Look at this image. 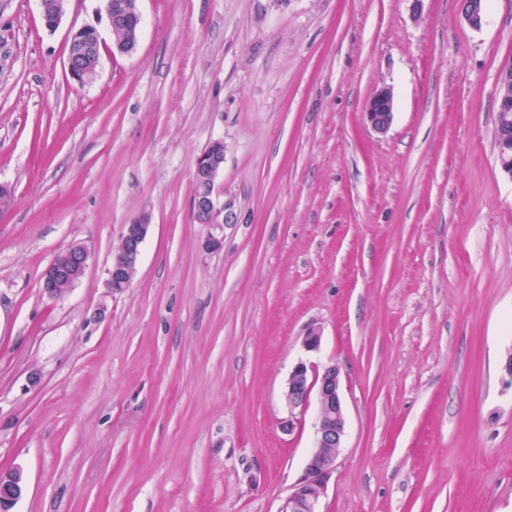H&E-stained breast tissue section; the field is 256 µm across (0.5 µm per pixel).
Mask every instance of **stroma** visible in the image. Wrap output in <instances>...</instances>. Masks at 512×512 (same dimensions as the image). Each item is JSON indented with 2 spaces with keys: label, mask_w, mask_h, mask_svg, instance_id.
<instances>
[{
  "label": "stroma",
  "mask_w": 512,
  "mask_h": 512,
  "mask_svg": "<svg viewBox=\"0 0 512 512\" xmlns=\"http://www.w3.org/2000/svg\"><path fill=\"white\" fill-rule=\"evenodd\" d=\"M0 0V468L9 512H279L314 437L282 390L313 325L346 434L320 512H512V177L495 149L512 0ZM101 40L78 86L70 34ZM393 122L364 112L380 88ZM238 221L191 216L197 157ZM151 226L130 288L106 269ZM85 243L59 300L41 277ZM106 2V15L111 30L127 25L135 19L141 28L142 16L139 0H106ZM366 117L377 133H386L393 120V95L390 88L383 87L375 92L366 106ZM150 221V215L143 213L131 220L129 224L123 225L119 236V239L124 242L123 250L121 252V244L118 241L112 254L114 257L121 253V257L111 265L107 272V284L111 292L120 293L130 287L132 272L137 269L139 264ZM90 252L83 244H72L59 252L42 275V290L51 299L64 297L84 276L88 267ZM67 281L58 287L59 282ZM25 492L22 472L19 468L4 471L0 469V509L14 503ZM7 512L6 510H2Z\"/></svg>",
  "instance_id": "obj_1"
}]
</instances>
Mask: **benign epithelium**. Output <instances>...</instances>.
Listing matches in <instances>:
<instances>
[{
	"label": "benign epithelium",
	"mask_w": 512,
	"mask_h": 512,
	"mask_svg": "<svg viewBox=\"0 0 512 512\" xmlns=\"http://www.w3.org/2000/svg\"><path fill=\"white\" fill-rule=\"evenodd\" d=\"M67 0H57L54 10L42 7L45 25L55 27L65 11ZM465 19L473 27L483 21L484 0H461ZM106 15L110 28L124 26L134 20L142 21L139 0H106ZM100 38L97 30L82 27L70 37L66 70L78 85L93 83L98 77ZM498 122L495 145L502 170L512 177V63L502 68L498 76ZM366 117L374 131L383 134L393 120V95L388 87L375 92L366 106ZM224 148L214 142L197 157L194 169L195 192L191 207L196 221L208 228L205 247L221 248L224 229L236 223L233 203L224 199L217 185L223 168ZM150 226V215L142 213L123 225L120 239L124 247L119 260L108 269V288L120 293L130 287L132 272L137 269ZM90 252L83 244H72L59 252L42 275V290L51 299L64 297L85 274ZM67 281L68 287H58ZM322 332L310 327L302 339L307 352L319 350ZM318 404L314 428L313 447L304 469L285 500L280 512H317L320 502L327 496L329 482L335 469L337 455L326 452L339 449L346 433V412L342 399V371L339 364L328 362L322 366L312 361H299L285 383L282 399L288 409V418L281 422L285 432H292L310 405L311 397ZM25 492L22 472L18 468L0 469V509L14 503Z\"/></svg>",
	"instance_id": "1"
}]
</instances>
